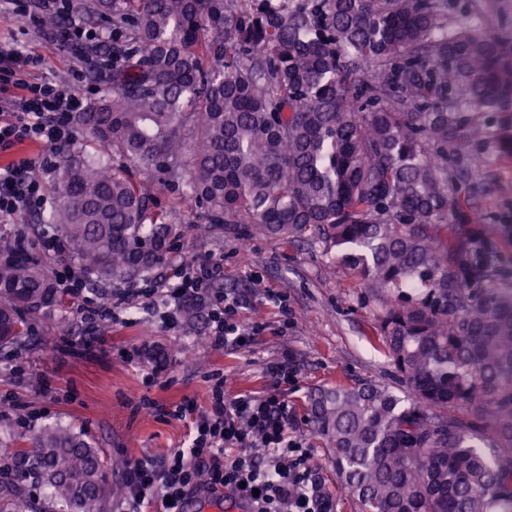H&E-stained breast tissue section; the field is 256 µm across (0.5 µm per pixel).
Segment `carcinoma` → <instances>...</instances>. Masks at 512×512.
<instances>
[{
    "label": "carcinoma",
    "mask_w": 512,
    "mask_h": 512,
    "mask_svg": "<svg viewBox=\"0 0 512 512\" xmlns=\"http://www.w3.org/2000/svg\"><path fill=\"white\" fill-rule=\"evenodd\" d=\"M112 25L89 76L112 95L74 114L95 152L68 147L41 225L62 253L0 237V350L22 313L64 306L50 268L88 287L146 278L182 234L152 193L178 188L210 224L312 231L372 288L376 332L408 397L372 381L320 390L309 423L361 512H512V288L464 210L486 152L512 158V36L448 28L446 0H75ZM112 153L141 167L148 190ZM466 404L467 416L455 408ZM0 512H103L108 460L69 428L0 440Z\"/></svg>",
    "instance_id": "carcinoma-1"
}]
</instances>
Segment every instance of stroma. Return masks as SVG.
I'll return each mask as SVG.
<instances>
[{"instance_id":"obj_1","label":"stroma","mask_w":512,"mask_h":512,"mask_svg":"<svg viewBox=\"0 0 512 512\" xmlns=\"http://www.w3.org/2000/svg\"><path fill=\"white\" fill-rule=\"evenodd\" d=\"M448 23L470 22L512 32V0H447ZM35 25L19 30L9 11L0 12V39H17L47 60L30 81L62 83L84 57L62 51ZM486 189L475 207L494 224L490 249L500 277L512 284V158L493 159ZM160 209L173 212L182 227L169 257L187 262L217 258L224 263L220 286L245 296L242 322H262L250 345L212 349L207 311L179 314L165 324L159 310L127 305L118 320L90 321L76 303L27 315L30 340L22 354L0 353V439L28 442L41 429L59 424L89 440L105 457L153 458L190 444L192 416H175L184 399L204 400L212 378L228 392L264 394L273 380L267 366L289 353L298 374L288 387V406L298 434L311 448L336 512H360L342 490L329 452L307 421L315 391L360 380L395 386L393 368L374 325L379 309L367 288L327 253L322 243H288L254 224H218L198 235L200 209L179 194L164 192ZM292 312L282 323L276 296Z\"/></svg>"}]
</instances>
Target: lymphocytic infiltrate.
Wrapping results in <instances>:
<instances>
[{
    "label": "lymphocytic infiltrate",
    "mask_w": 512,
    "mask_h": 512,
    "mask_svg": "<svg viewBox=\"0 0 512 512\" xmlns=\"http://www.w3.org/2000/svg\"><path fill=\"white\" fill-rule=\"evenodd\" d=\"M20 26L37 22L40 13L64 14L65 27L49 35L59 48L75 42L111 45V36L86 28L71 16L67 0H7ZM43 57L14 41H0V154L10 155L0 166V222L22 223L25 216L45 209L47 198L40 173H52L62 148L75 140L73 113L83 111L84 99L69 86L45 78L28 82L29 70L40 68ZM41 148L37 156H13L22 143ZM221 261L207 259L177 264L166 274L141 288L123 290L112 305H95L85 296L80 274L65 267L56 280L74 295L84 311L116 318L118 309L139 298L163 295V322H173L190 303L204 307L209 316L208 339L217 349L243 348L259 332V325L243 324L238 313L245 301L238 295L214 291L223 279ZM276 388L257 396L230 394L223 379L207 392V406L197 410L187 400L182 411L196 412L195 434L188 447L160 458L129 462L123 472L126 512H180L191 495L222 488L247 500L251 512H335L325 491L313 454L290 426L283 389L294 381L296 368L288 356L267 367Z\"/></svg>",
    "instance_id": "1"
}]
</instances>
